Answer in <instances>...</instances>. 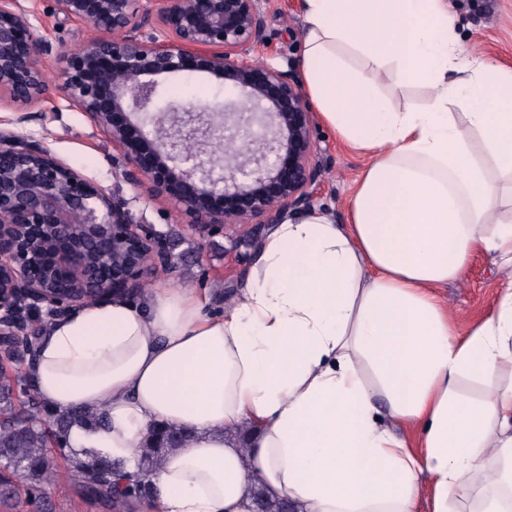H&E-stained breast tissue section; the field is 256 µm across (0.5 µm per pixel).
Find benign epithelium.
Masks as SVG:
<instances>
[{
    "instance_id": "7a95c632",
    "label": "benign epithelium",
    "mask_w": 512,
    "mask_h": 512,
    "mask_svg": "<svg viewBox=\"0 0 512 512\" xmlns=\"http://www.w3.org/2000/svg\"><path fill=\"white\" fill-rule=\"evenodd\" d=\"M54 0L52 16L86 23L102 36L67 56L65 98L111 140L132 170L121 174L151 200H166L198 228L275 224L311 205L320 169L315 117L292 70L255 65L266 42L260 0ZM21 0H0V99L24 107L44 99L43 65L53 45L34 31ZM202 71L237 95L160 109V80ZM170 129L155 138L147 122ZM217 187L183 157L214 139L252 132ZM168 266L169 248L136 222L126 202L58 160L40 140L0 129V345L34 357L35 314H61L87 301L138 294L147 261Z\"/></svg>"
}]
</instances>
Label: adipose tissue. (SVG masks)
Returning a JSON list of instances; mask_svg holds the SVG:
<instances>
[{"label":"adipose tissue","instance_id":"obj_1","mask_svg":"<svg viewBox=\"0 0 512 512\" xmlns=\"http://www.w3.org/2000/svg\"><path fill=\"white\" fill-rule=\"evenodd\" d=\"M299 82L368 162L346 202L273 225L238 299L159 286L54 317L28 375L80 418L61 441L137 475L160 424L187 436L149 477L152 512H512V381L477 403L467 374L512 372V287L459 335L443 294L476 254L512 266V69L470 56L449 0H302ZM391 73L431 88L392 110ZM463 115H456V108Z\"/></svg>","mask_w":512,"mask_h":512}]
</instances>
